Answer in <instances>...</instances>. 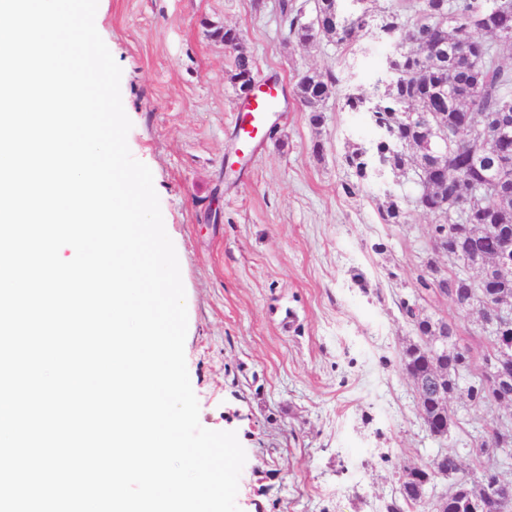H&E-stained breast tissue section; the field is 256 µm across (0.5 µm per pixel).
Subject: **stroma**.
I'll list each match as a JSON object with an SVG mask.
<instances>
[{
  "mask_svg": "<svg viewBox=\"0 0 512 512\" xmlns=\"http://www.w3.org/2000/svg\"><path fill=\"white\" fill-rule=\"evenodd\" d=\"M278 3L99 0L95 25L122 69L128 146L152 172L178 255L200 424L236 432L246 452L240 512H385L405 465L452 450L477 467L473 421L512 411L456 397L459 428L445 440L425 432L399 369L416 335L397 302L412 296L431 254V218L414 210L408 223L382 222L388 197L406 206L415 194L405 176L352 196L341 188L350 143L373 137L342 96L372 88L389 48L372 23L349 49L324 38L299 45L286 39ZM221 26L240 31L258 80L284 94L309 69L341 79L321 126L289 103L275 135L235 172L224 160L238 149L242 104L234 58L211 36ZM432 312L456 324L482 363L479 319L444 300Z\"/></svg>",
  "mask_w": 512,
  "mask_h": 512,
  "instance_id": "1",
  "label": "stroma"
}]
</instances>
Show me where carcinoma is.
<instances>
[{
  "label": "carcinoma",
  "instance_id": "obj_1",
  "mask_svg": "<svg viewBox=\"0 0 512 512\" xmlns=\"http://www.w3.org/2000/svg\"><path fill=\"white\" fill-rule=\"evenodd\" d=\"M343 0H314V16L306 18L292 0H279L288 37L309 44L322 36L349 47L357 30L367 25L368 11L355 18L344 12ZM382 37L393 47L387 56L388 79L372 105L362 91L344 95L343 108L367 114L375 139L370 145L354 143L344 161L351 179L342 183L347 195L360 184L381 178L380 161L390 169L410 168L420 160L424 180L419 186L417 209L429 213L433 256L417 275L413 297L402 299L399 309L420 340L408 343L399 356V367L411 380L418 400L422 426L435 439H445L459 424L450 409V398L459 391L460 376L467 377L466 396L471 405L512 406V377L500 390L490 392L483 372L473 366L470 348L460 343L453 324L436 319L426 302L445 299L467 314H483L485 303L512 309V171L489 192L481 204H466L467 223L445 222L443 214L460 206L458 180L480 182L496 166L500 155H512V138L495 140L505 122L512 124V66L505 65L501 49H512V6L496 8L486 0H403V9L383 10ZM255 65L245 51L238 52L232 80L243 92L254 79ZM340 79L331 72L308 70L293 86V95L310 122L324 121L322 106ZM489 132V139L471 150L463 145L470 126ZM448 128V143L436 135ZM385 224H406L409 214L397 201L379 207ZM445 256L448 263L439 261ZM445 337L446 349L433 355L429 341ZM487 439L469 453L480 467L466 470L452 451L404 468L399 495L385 505V512L427 508L423 498L436 479L450 480L441 494L442 512H497L487 496L489 486L500 480L494 449L512 447V420L485 424Z\"/></svg>",
  "mask_w": 512,
  "mask_h": 512
}]
</instances>
